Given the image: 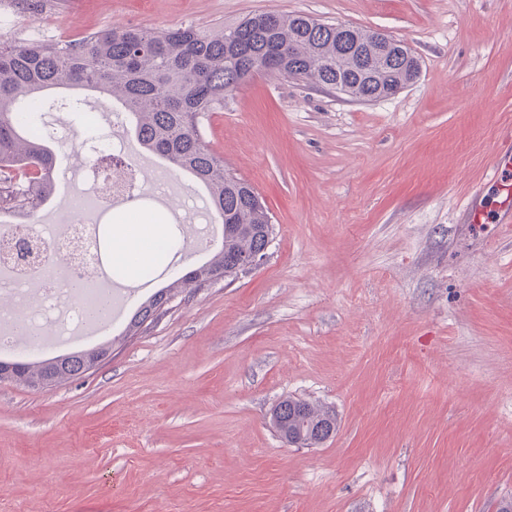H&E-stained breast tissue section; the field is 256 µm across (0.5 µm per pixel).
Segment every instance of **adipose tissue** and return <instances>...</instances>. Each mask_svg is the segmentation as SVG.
Here are the masks:
<instances>
[{"label": "adipose tissue", "mask_w": 512, "mask_h": 512, "mask_svg": "<svg viewBox=\"0 0 512 512\" xmlns=\"http://www.w3.org/2000/svg\"><path fill=\"white\" fill-rule=\"evenodd\" d=\"M168 240L166 227L157 221L130 216L126 224L113 233L108 250L112 265L134 273L152 262Z\"/></svg>", "instance_id": "ef3b65f1"}]
</instances>
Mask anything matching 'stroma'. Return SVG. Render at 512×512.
Masks as SVG:
<instances>
[{
  "instance_id": "35a3bbf8",
  "label": "stroma",
  "mask_w": 512,
  "mask_h": 512,
  "mask_svg": "<svg viewBox=\"0 0 512 512\" xmlns=\"http://www.w3.org/2000/svg\"><path fill=\"white\" fill-rule=\"evenodd\" d=\"M384 32L418 80L356 102L258 74L202 121L274 225L251 271L186 289L149 329L45 388L0 381V512H493L512 499V0H0V42L211 31L255 13ZM85 112L158 158L110 99ZM294 396L336 414L292 446ZM272 419L277 432L287 442L304 435L319 445L337 429L336 415L331 410L292 397L274 407ZM290 444L300 445L291 441Z\"/></svg>"
}]
</instances>
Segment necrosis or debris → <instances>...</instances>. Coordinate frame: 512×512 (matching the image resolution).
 Here are the masks:
<instances>
[{
    "label": "necrosis or debris",
    "mask_w": 512,
    "mask_h": 512,
    "mask_svg": "<svg viewBox=\"0 0 512 512\" xmlns=\"http://www.w3.org/2000/svg\"><path fill=\"white\" fill-rule=\"evenodd\" d=\"M80 147L85 161L53 179L89 195L93 208L73 198L59 202L52 224H23L13 214H0V292L13 298L12 309L0 312L1 353L18 351L12 331L20 320L35 332L27 351L79 342L88 329L84 306L63 304L62 298L68 280L94 283L104 277L102 218L164 192L161 182L149 181L137 164L124 160L123 143L110 134L99 133Z\"/></svg>",
    "instance_id": "4bbe7bcc"
}]
</instances>
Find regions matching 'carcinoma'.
<instances>
[{"label":"carcinoma","mask_w":512,"mask_h":512,"mask_svg":"<svg viewBox=\"0 0 512 512\" xmlns=\"http://www.w3.org/2000/svg\"><path fill=\"white\" fill-rule=\"evenodd\" d=\"M257 71L339 85L349 98L370 102L413 84L420 64L411 53L394 54L377 30L271 12L213 32L107 29L61 45L0 43V209L15 210L28 223L50 197L55 154L21 113L37 111L45 91L78 88L120 103L149 150L207 189L209 207L224 224L221 246L143 302L125 328L128 336L142 332L185 289L221 281L235 261L265 255L271 219L259 194L226 174L224 160L200 135L206 113ZM111 350L101 344L15 361L0 379L33 388L48 379L61 384L86 374L87 361ZM272 419L286 441L304 436L320 443L337 429L331 410L292 397L274 407Z\"/></svg>","instance_id":"1"}]
</instances>
